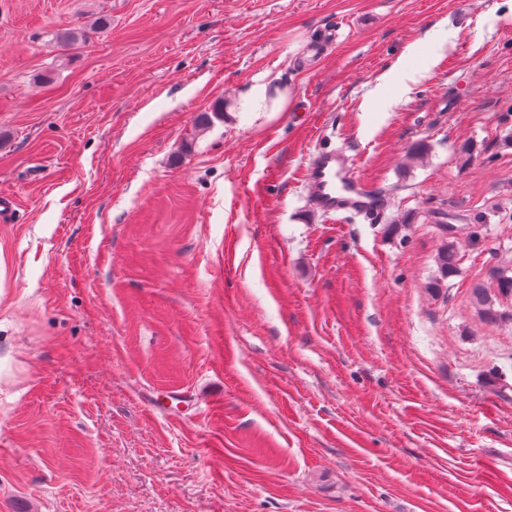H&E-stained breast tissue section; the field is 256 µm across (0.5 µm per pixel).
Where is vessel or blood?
Segmentation results:
<instances>
[{
  "instance_id": "b4317fda",
  "label": "vessel or blood",
  "mask_w": 512,
  "mask_h": 512,
  "mask_svg": "<svg viewBox=\"0 0 512 512\" xmlns=\"http://www.w3.org/2000/svg\"><path fill=\"white\" fill-rule=\"evenodd\" d=\"M304 184L310 209L342 220H369L382 208V195L354 175L348 157L340 150L316 152L305 169Z\"/></svg>"
}]
</instances>
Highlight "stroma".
Masks as SVG:
<instances>
[{"label": "stroma", "instance_id": "obj_1", "mask_svg": "<svg viewBox=\"0 0 512 512\" xmlns=\"http://www.w3.org/2000/svg\"><path fill=\"white\" fill-rule=\"evenodd\" d=\"M2 193L0 512H512V0H0ZM246 104L254 106L263 112H280L287 103V97L279 93L278 89H269L267 83L253 86L245 98ZM304 184L308 207L340 220H371L382 208V195L367 189L354 175L345 153L336 148L313 155L305 169ZM472 297L475 306L484 319L489 321H498L505 318L512 319V314H505L494 308L493 300L488 294L487 288H473Z\"/></svg>", "mask_w": 512, "mask_h": 512}]
</instances>
